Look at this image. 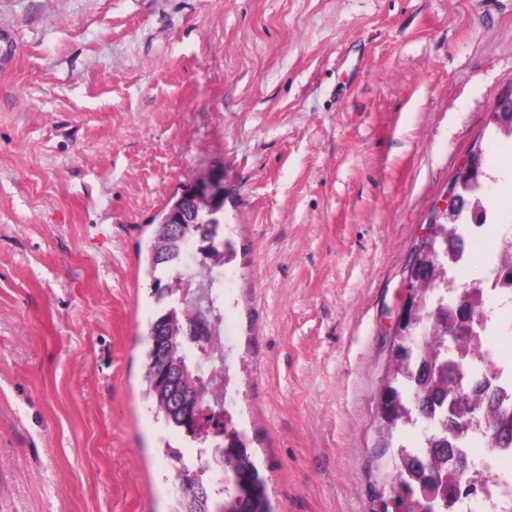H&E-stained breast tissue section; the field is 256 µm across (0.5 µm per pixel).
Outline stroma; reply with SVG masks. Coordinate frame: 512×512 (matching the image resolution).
Masks as SVG:
<instances>
[{
	"label": "stroma",
	"mask_w": 512,
	"mask_h": 512,
	"mask_svg": "<svg viewBox=\"0 0 512 512\" xmlns=\"http://www.w3.org/2000/svg\"><path fill=\"white\" fill-rule=\"evenodd\" d=\"M0 512H174L202 444L145 399L138 259L224 176V405L274 512H382L408 265L467 154L512 146V0H0ZM495 225L467 240L483 276ZM224 197V176L209 174L189 185L185 198L188 200L192 214L210 213L215 204Z\"/></svg>",
	"instance_id": "35a3bbf8"
}]
</instances>
